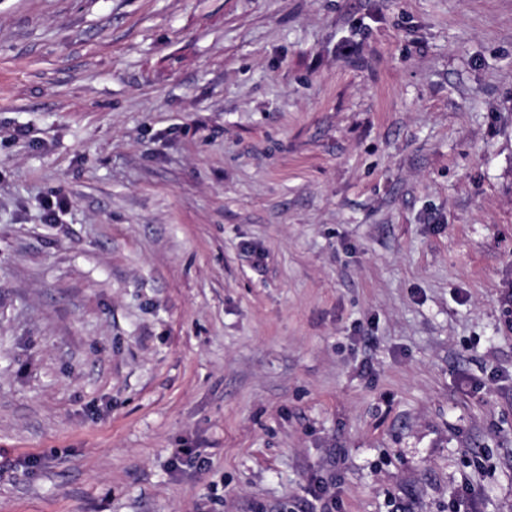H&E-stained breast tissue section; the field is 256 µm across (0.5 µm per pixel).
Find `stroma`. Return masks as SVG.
Here are the masks:
<instances>
[{"label":"stroma","instance_id":"obj_1","mask_svg":"<svg viewBox=\"0 0 512 512\" xmlns=\"http://www.w3.org/2000/svg\"><path fill=\"white\" fill-rule=\"evenodd\" d=\"M319 478L512 512V0H0V512Z\"/></svg>","mask_w":512,"mask_h":512}]
</instances>
